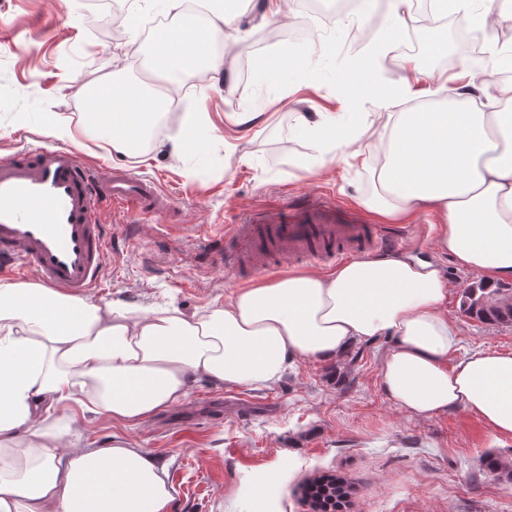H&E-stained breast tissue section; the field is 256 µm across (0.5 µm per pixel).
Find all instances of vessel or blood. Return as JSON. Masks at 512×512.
I'll list each match as a JSON object with an SVG mask.
<instances>
[{"instance_id": "b4317fda", "label": "vessel or blood", "mask_w": 512, "mask_h": 512, "mask_svg": "<svg viewBox=\"0 0 512 512\" xmlns=\"http://www.w3.org/2000/svg\"><path fill=\"white\" fill-rule=\"evenodd\" d=\"M153 183L125 170L108 175L85 165L75 147L24 149L0 159V267L18 277L80 297L97 288L111 244L108 212L129 221L167 208ZM236 245L224 254L228 270H265L285 258L337 260L388 248L372 224H339L314 209L294 221L228 225Z\"/></svg>"}]
</instances>
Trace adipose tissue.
Wrapping results in <instances>:
<instances>
[{
    "mask_svg": "<svg viewBox=\"0 0 512 512\" xmlns=\"http://www.w3.org/2000/svg\"><path fill=\"white\" fill-rule=\"evenodd\" d=\"M162 2L168 22L149 48L169 85L199 69L227 78L214 47L234 40L243 0H207L199 29L185 0ZM431 7L483 30L512 20V5L495 11L476 9L474 0H431ZM388 11L379 38L347 65L349 101L376 92L369 76L412 22L414 0H388ZM444 91L445 106L390 113L378 142L332 112L302 127L315 150L356 162L382 150L376 190L361 205L388 224L435 215L438 250L494 289L512 281V104L486 112L467 106L458 87ZM84 95V120L54 123L51 134L72 142L89 130L114 153L134 156L160 115L159 95L137 82L117 95L102 88ZM448 289L434 261L411 254L291 270L191 315L2 282L0 512H168L166 466L118 434L108 447L92 446L87 424L137 426L185 404L198 380L266 387L294 359H333L380 336L395 339L380 381L399 409L429 417L462 407L495 437L512 438V354L460 353L444 309Z\"/></svg>",
    "mask_w": 512,
    "mask_h": 512,
    "instance_id": "adipose-tissue-1",
    "label": "adipose tissue"
}]
</instances>
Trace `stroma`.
<instances>
[{"label":"stroma","instance_id":"stroma-1","mask_svg":"<svg viewBox=\"0 0 512 512\" xmlns=\"http://www.w3.org/2000/svg\"><path fill=\"white\" fill-rule=\"evenodd\" d=\"M380 7L381 0H371L370 7L342 15L306 11L298 19L284 17L269 27L270 38L267 27L242 18L241 38L224 59L237 72L292 48L289 32L313 33V77L295 83L289 98L260 75L228 89L208 71L197 81L183 80L175 96L179 112L146 146V159L113 154L84 137L80 148L87 163L131 171L172 199L153 224L106 217L114 229L112 248L103 285L89 293L90 301L170 303L187 314L216 308L235 288L260 277L210 262L208 253L226 225L316 207L333 210L343 224L373 223L357 200L374 190L372 166L341 155L315 162L301 115L340 112L361 118L377 136L387 111L440 103L438 85L462 84L464 65L482 63L459 47L449 26L445 32L456 57L431 67V79L416 78L404 66L395 74L383 67L380 83L403 89L396 104L375 97L346 103L336 84L341 64L368 43L365 26ZM117 12L123 16L119 29L101 37L91 30L90 17L108 20ZM159 16L153 0H0V156L25 145L55 144L48 121L79 119L86 110L80 87L149 84L147 37ZM199 102L214 128L198 152L176 159L167 136ZM243 112L258 118L237 123ZM384 230L397 238L401 252L442 266L449 281L445 310L459 326L463 349L512 353V323H483L463 313L462 296L476 276L436 252L435 217ZM393 344L392 337L381 336L332 361L296 360L269 387H216L202 380L186 404L124 432L166 462L170 512H310L303 487L322 474L349 484L343 512H512V483L483 467L489 452L512 461V439L496 438L461 407L430 417L401 411L379 378L381 356ZM270 477L276 491L259 496L258 485Z\"/></svg>","mask_w":512,"mask_h":512}]
</instances>
